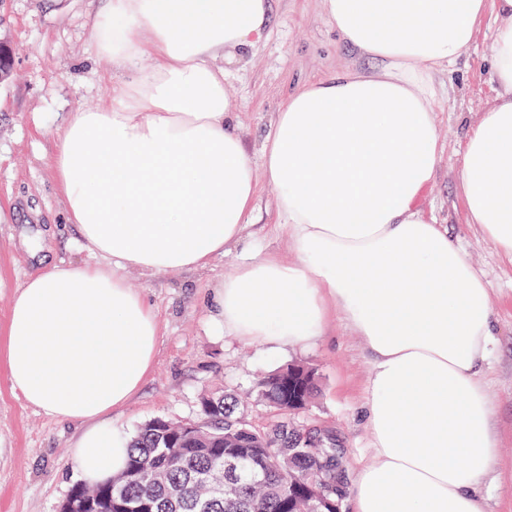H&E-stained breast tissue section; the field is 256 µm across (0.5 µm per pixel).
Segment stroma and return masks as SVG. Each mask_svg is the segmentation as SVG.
<instances>
[{
	"instance_id": "obj_1",
	"label": "stroma",
	"mask_w": 512,
	"mask_h": 512,
	"mask_svg": "<svg viewBox=\"0 0 512 512\" xmlns=\"http://www.w3.org/2000/svg\"><path fill=\"white\" fill-rule=\"evenodd\" d=\"M100 4L5 0L0 6V41L13 52L12 71L0 80V339L7 332L12 297L27 279L60 261L78 265L91 259L65 221L48 157L69 112L97 107L112 94V83L104 78L112 66L97 56L89 38ZM493 29V18H486L456 65L434 76L443 158L421 205L447 225L489 288L494 351L481 380L496 407L491 426L498 455L482 490L483 508L512 512V262L496 252L477 225L466 222L458 192L467 129L495 98L485 58ZM347 66L371 68L340 43L322 0H272L266 36L246 61L230 66L224 81L227 108L240 118L252 160H259L275 114L290 93ZM275 222L276 197L265 186L244 239L293 261ZM239 254V248H230L200 271H126L130 288L157 310L161 334L151 372L132 401L113 412L112 422L132 436L158 417L201 424L202 397L220 390L246 395L258 376L303 364L316 371L319 393L306 409L291 414V421L333 431L347 470L372 463V440L359 414L371 355L337 314H330L315 342L282 352L212 330L210 289ZM82 429L29 407L0 369V512H59L79 481L70 448Z\"/></svg>"
}]
</instances>
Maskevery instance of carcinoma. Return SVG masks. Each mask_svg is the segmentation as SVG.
Segmentation results:
<instances>
[{
  "instance_id": "carcinoma-1",
  "label": "carcinoma",
  "mask_w": 512,
  "mask_h": 512,
  "mask_svg": "<svg viewBox=\"0 0 512 512\" xmlns=\"http://www.w3.org/2000/svg\"><path fill=\"white\" fill-rule=\"evenodd\" d=\"M281 371L256 382L257 396L279 410L287 404L277 386ZM207 423L196 426L155 418L131 441L127 467L112 485L77 484L71 495L90 499V512H298L322 497L320 512H336L339 498L326 491L336 482L334 438L279 423L253 429L237 416L230 394L201 401ZM243 468L226 473L224 463Z\"/></svg>"
}]
</instances>
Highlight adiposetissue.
Segmentation results:
<instances>
[{
  "label": "adipose tissue",
  "mask_w": 512,
  "mask_h": 512,
  "mask_svg": "<svg viewBox=\"0 0 512 512\" xmlns=\"http://www.w3.org/2000/svg\"><path fill=\"white\" fill-rule=\"evenodd\" d=\"M348 67L291 93L254 167L224 79L271 23L269 0H103L90 28L112 95L69 113L49 165L92 262L58 263L11 302L0 363L26 404L82 423L72 455L88 484L126 466L110 424L150 373L160 323L123 272L205 270L243 240L260 185L297 255L243 252L212 287L216 330L283 350L329 311L366 344L362 406L377 461L350 487L355 512H483L497 459L494 403L478 380L492 350L482 274L420 207L442 160L436 72L487 16L493 103L468 131L467 223L512 260V0H322Z\"/></svg>",
  "instance_id": "obj_1"
}]
</instances>
